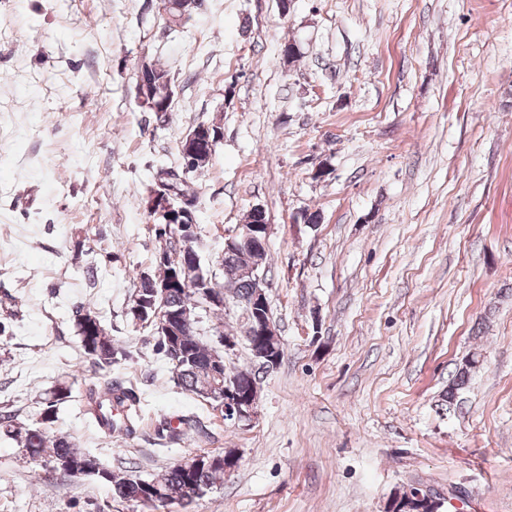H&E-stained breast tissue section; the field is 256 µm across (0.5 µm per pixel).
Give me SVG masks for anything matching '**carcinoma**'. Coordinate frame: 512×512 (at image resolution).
Returning a JSON list of instances; mask_svg holds the SVG:
<instances>
[{
  "instance_id": "cac0c4a2",
  "label": "carcinoma",
  "mask_w": 512,
  "mask_h": 512,
  "mask_svg": "<svg viewBox=\"0 0 512 512\" xmlns=\"http://www.w3.org/2000/svg\"><path fill=\"white\" fill-rule=\"evenodd\" d=\"M171 78L167 71L160 69L152 85V96L155 100H168ZM187 171L177 168L162 169L157 173V189L162 191L174 205L179 206L185 200L198 201V193L191 189L186 180ZM187 241L173 234L169 235L160 250L167 255V263L155 259L156 272L150 277L139 278L134 295L137 297L154 298V306L163 310H180L186 315L181 332H186L188 322L195 321V310L198 308L199 292L202 288H222L224 292L238 299H246L254 291L252 278L245 273L252 263V256L246 252L223 253L217 259V265L224 266L221 272L222 281H213L203 277V283L187 288L175 289L166 296L153 295L152 283L162 281L167 276L170 266L181 262ZM100 322L98 315L83 307L77 308L74 315V327L79 335L80 346L86 359L104 374L91 383L85 392L86 414L106 435L116 431L131 433L137 423V395L130 387L112 378L108 370L122 359L129 357V352L109 336L105 328H100L95 336L85 335L88 326ZM157 351L170 365L174 378L184 390L202 397L199 391L202 378L208 376L206 366L212 353L200 345L191 336H182V349L178 350L162 339L157 341ZM477 360L472 358L458 368L456 375L448 384L444 395L445 407L453 410L457 405L459 391L462 390L470 377L471 370L476 368ZM269 368L253 362L246 369L236 368L227 374H221L222 380H232L241 393L253 391V385L262 381ZM68 396V388L58 387L53 392V399L47 401L40 425L23 427L16 422L10 411H0V429L11 436L22 448L23 455L31 459L39 458L50 452L56 468L66 474L76 469H92L98 466L94 457L84 453L65 436L49 434V424L53 422L56 405ZM201 430L200 422L192 418H182L179 425L172 427L162 424L156 431L157 439L165 442L182 440L186 430ZM223 460L222 455L199 454L193 464L175 463L163 473L152 479H132L118 477L109 470H97L93 475L112 485V494L132 503L136 508L148 509L150 512L171 503L183 504L189 486H204L214 483L220 476L213 463ZM396 512H439L431 505L417 499V489L412 488L392 499Z\"/></svg>"
}]
</instances>
